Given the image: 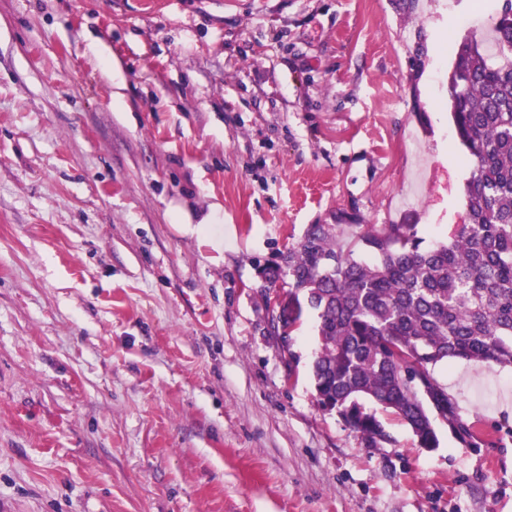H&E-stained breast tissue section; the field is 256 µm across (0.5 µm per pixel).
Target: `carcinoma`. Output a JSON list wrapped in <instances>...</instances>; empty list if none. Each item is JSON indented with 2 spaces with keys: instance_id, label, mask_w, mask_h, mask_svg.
Returning a JSON list of instances; mask_svg holds the SVG:
<instances>
[{
  "instance_id": "obj_1",
  "label": "carcinoma",
  "mask_w": 512,
  "mask_h": 512,
  "mask_svg": "<svg viewBox=\"0 0 512 512\" xmlns=\"http://www.w3.org/2000/svg\"><path fill=\"white\" fill-rule=\"evenodd\" d=\"M491 34L499 61L488 39L467 37L449 78L455 132L474 166L468 223L428 249L417 225L385 224L358 237L369 263L314 224L285 258L290 290L276 321L289 330L304 307L318 312L317 402L375 447L387 440L380 410L415 429L421 448L437 447L440 408L451 431L471 436L448 392L411 387L405 372L430 381V367L456 358L512 367V0Z\"/></svg>"
}]
</instances>
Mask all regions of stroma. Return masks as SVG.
I'll return each mask as SVG.
<instances>
[{"label":"stroma","mask_w":512,"mask_h":512,"mask_svg":"<svg viewBox=\"0 0 512 512\" xmlns=\"http://www.w3.org/2000/svg\"><path fill=\"white\" fill-rule=\"evenodd\" d=\"M502 5L0 0V512H512V368L437 364L471 437L374 448L266 300L311 225L466 222L448 79Z\"/></svg>","instance_id":"1"}]
</instances>
